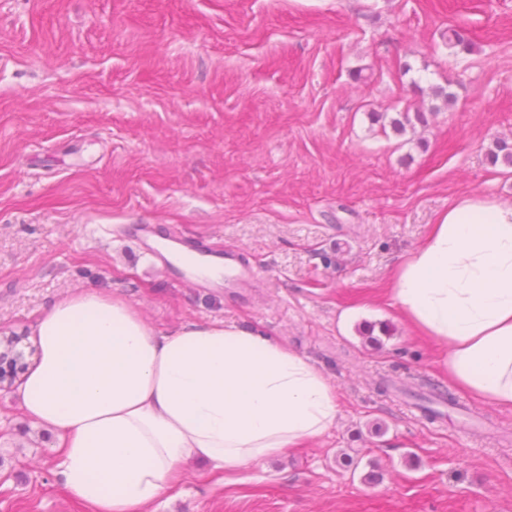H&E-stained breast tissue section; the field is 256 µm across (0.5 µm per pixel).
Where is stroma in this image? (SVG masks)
Instances as JSON below:
<instances>
[{
	"label": "stroma",
	"instance_id": "obj_1",
	"mask_svg": "<svg viewBox=\"0 0 512 512\" xmlns=\"http://www.w3.org/2000/svg\"><path fill=\"white\" fill-rule=\"evenodd\" d=\"M416 111L401 135L373 119ZM498 140L512 0H0V336L33 365L37 317L103 291L162 332L260 330L330 378L324 436L232 475L190 461L148 512H512V410L454 387L390 294L459 196L512 203ZM133 224L235 248L256 279L233 299L175 279ZM56 444L0 389V512H92Z\"/></svg>",
	"mask_w": 512,
	"mask_h": 512
}]
</instances>
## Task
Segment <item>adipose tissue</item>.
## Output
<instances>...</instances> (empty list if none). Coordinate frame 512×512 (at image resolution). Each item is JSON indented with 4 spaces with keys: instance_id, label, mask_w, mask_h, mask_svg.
<instances>
[{
    "instance_id": "ef3b65f1",
    "label": "adipose tissue",
    "mask_w": 512,
    "mask_h": 512,
    "mask_svg": "<svg viewBox=\"0 0 512 512\" xmlns=\"http://www.w3.org/2000/svg\"><path fill=\"white\" fill-rule=\"evenodd\" d=\"M392 300L446 344L459 387L512 407V203L458 198L398 268ZM33 336L23 406L61 437L57 474L95 512H141L190 460L255 465L321 437L340 413L330 380L257 330L158 333L124 298L82 291L52 304Z\"/></svg>"
}]
</instances>
